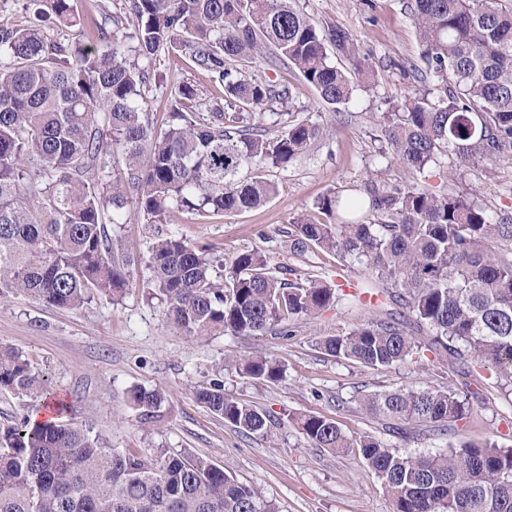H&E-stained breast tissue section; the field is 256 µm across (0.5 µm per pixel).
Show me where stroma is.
Wrapping results in <instances>:
<instances>
[{"label":"stroma","instance_id":"1","mask_svg":"<svg viewBox=\"0 0 512 512\" xmlns=\"http://www.w3.org/2000/svg\"><path fill=\"white\" fill-rule=\"evenodd\" d=\"M73 5L85 41L98 45L111 40L115 31L105 15L122 18L127 8L126 0H73ZM299 6L324 26L349 34L352 54L337 55L334 61L342 68L357 63L373 70L375 88L357 89L348 103L333 107L320 102L296 71L271 66L266 58L251 64L253 74L288 84L292 91L289 104L273 105L254 116L253 124L272 136L298 121L324 129L288 166L260 163V173L276 185V195L241 212L198 216L173 211L159 226L128 205L124 223L107 227L117 252L131 261L126 294L114 301L98 298L75 310L48 307L21 293L1 298L0 342L22 351L51 380L66 406L64 420L89 428L118 451L159 447L190 453L255 487L275 500L281 512H391L381 480L355 450L332 453L314 447L290 414L331 418L346 434L369 435L401 452L434 453L481 442L504 427L512 420V399L496 389L492 372L481 369L466 376L430 353L385 369L327 355L319 346L324 337L348 334L369 319L400 321L407 310L381 293L361 304L351 302V294L368 277L364 266L315 249L291 252L289 223L316 215L320 196L334 187L360 184L370 172L393 185L413 181L437 192L474 190L491 211L512 212V154L458 169L431 167L414 176L394 166L373 140V119L386 111L390 99L412 88L398 70L399 63L417 60L419 54L403 0H299ZM154 68L163 81L147 86L144 109L155 129H163L167 99L180 84L195 88L196 110L208 111L222 100L223 88L176 52L160 53ZM160 232L211 246L216 272L230 267L240 252L257 250L271 263L334 282L342 299L318 318L291 321L286 336L220 331L184 336L148 285L150 247ZM256 353L280 361V381L258 383L224 363L228 356ZM217 380L226 393L270 416L267 434L241 433L196 402L194 389ZM447 386L483 393L484 400L445 436L413 424L397 432L392 421L372 416L362 406L365 395L374 391ZM136 388L165 391L162 421L144 420L129 400Z\"/></svg>","mask_w":512,"mask_h":512}]
</instances>
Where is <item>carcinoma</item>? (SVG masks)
<instances>
[{
    "mask_svg": "<svg viewBox=\"0 0 512 512\" xmlns=\"http://www.w3.org/2000/svg\"><path fill=\"white\" fill-rule=\"evenodd\" d=\"M133 30L104 49L74 34L72 0H25L36 21L0 26V296L22 292L48 307L75 309L98 293L122 296L130 272L113 256L105 225L124 223L129 202L154 224L167 212L243 211L276 192L245 174L257 161L285 167L323 129L304 121L275 138L216 105L194 112L195 89L169 98L166 129L156 133L140 104L152 63L181 52L224 88V100L251 111L291 99L288 87L247 69L266 48L297 71L328 105L374 88L371 72L352 74L331 60L349 53L348 34L327 30L297 0H129ZM432 92H407L375 116L379 138L401 168L422 173L447 157L458 165L512 153V11L500 0H408ZM124 166L112 165V147ZM37 169H29V162ZM327 224L290 222V249L314 248L355 260L376 283L399 289L409 317L429 330L419 346L397 322L372 321L329 336L330 356L389 368L426 350L455 359L464 374L490 369L512 395V213L491 214L476 193H437L415 183L390 186L370 175L352 194L332 190L316 203ZM156 295L188 337L216 330L258 335L315 317L339 302L318 274L288 280L267 257L239 253L222 277L210 251L167 235L151 248ZM245 377L274 383L283 367L257 354L235 364ZM0 391L52 395L48 379L18 350L0 343ZM130 399L149 421L160 418L161 389ZM196 399L245 434L266 433V414L214 382ZM369 412L446 432L466 418L471 396L451 388H400L367 395ZM316 448H354L382 481L392 512H512V447L493 438L445 452L400 453L370 436L352 438L336 421L293 417ZM0 512H279L275 502L224 470L167 448L126 454L91 432L24 414L0 427Z\"/></svg>",
    "mask_w": 512,
    "mask_h": 512,
    "instance_id": "1",
    "label": "carcinoma"
}]
</instances>
